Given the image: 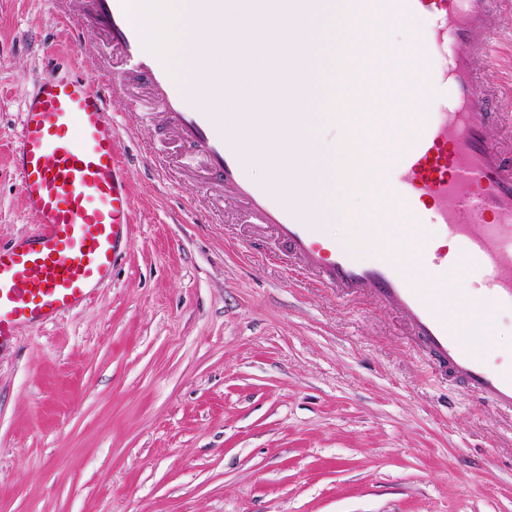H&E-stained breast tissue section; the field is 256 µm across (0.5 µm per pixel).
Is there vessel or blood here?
<instances>
[{"label": "vessel or blood", "mask_w": 512, "mask_h": 512, "mask_svg": "<svg viewBox=\"0 0 512 512\" xmlns=\"http://www.w3.org/2000/svg\"><path fill=\"white\" fill-rule=\"evenodd\" d=\"M96 24L122 55L128 73L146 78L153 107L183 139L272 225L287 244L291 270L316 276L347 296L366 291L398 313L425 346L435 370L465 385L483 402L512 412V361L488 370L468 354L419 299L413 282L381 256L356 258L322 234L294 198L248 179L241 151L224 135L223 75L213 72L212 105L194 103L162 64L144 51L121 0H91ZM512 0H406L412 15L432 21L421 42L436 97L419 136L394 153L379 173L398 198L404 221L429 232L420 262L433 279L461 258L482 266V293L494 306L512 305V142L489 137L495 108L512 106V85L485 77L492 60L512 69V46L497 42L495 4ZM75 78L47 74L22 111L11 146L15 174L38 231L0 247V350L20 329L60 319L85 301L91 282L108 278L131 222L128 172L112 133L107 92Z\"/></svg>", "instance_id": "vessel-or-blood-1"}]
</instances>
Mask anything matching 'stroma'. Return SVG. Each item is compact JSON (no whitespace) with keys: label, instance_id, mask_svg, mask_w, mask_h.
<instances>
[{"label":"stroma","instance_id":"35a3bbf8","mask_svg":"<svg viewBox=\"0 0 512 512\" xmlns=\"http://www.w3.org/2000/svg\"><path fill=\"white\" fill-rule=\"evenodd\" d=\"M88 8L0 0L1 245L37 230L9 152L26 99L49 72L105 84ZM130 88L112 276L0 352V512H512V414L435 375L391 308L290 273Z\"/></svg>","mask_w":512,"mask_h":512}]
</instances>
